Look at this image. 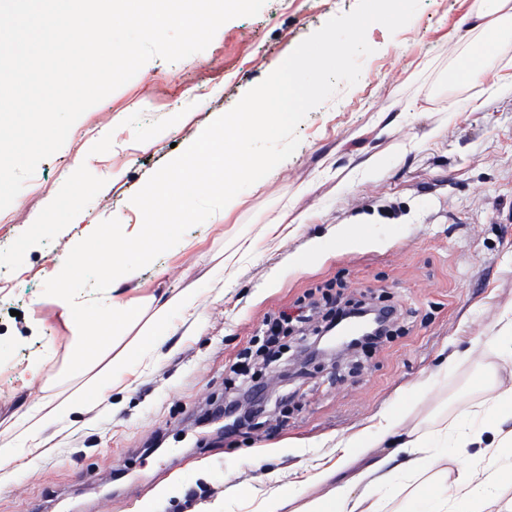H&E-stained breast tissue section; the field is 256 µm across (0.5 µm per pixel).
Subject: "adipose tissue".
Masks as SVG:
<instances>
[{
    "label": "adipose tissue",
    "instance_id": "obj_1",
    "mask_svg": "<svg viewBox=\"0 0 512 512\" xmlns=\"http://www.w3.org/2000/svg\"><path fill=\"white\" fill-rule=\"evenodd\" d=\"M473 22L483 37L469 43L459 68L469 81L480 83L490 71L494 47L512 39V0H485L484 10L474 15ZM293 106L292 96L281 93L265 111L245 108L225 114L214 127L200 133L171 171L150 182L135 200V208L150 213L148 222L131 229L123 224L91 225L87 243L77 254L104 262L102 308L108 326L94 339H87L89 321L79 315L80 305L69 293L67 282H59L60 305L73 336L68 368L82 382L69 393L53 394L43 403L18 409L16 418L32 447L40 446V436L50 425L88 410L111 388L115 365L129 362L160 339L173 311L194 314L196 297L188 291L166 298L152 294L133 297L121 291L119 285L132 280L137 264L174 237L195 195L218 188L223 192L224 206L235 205L236 181L257 174L271 163L269 157L246 150L245 142L256 135L276 134L287 109ZM161 199L167 202L162 209L157 206ZM111 237L121 240L122 245L103 253L100 244ZM489 386L491 396L470 412L476 427L456 430L453 437L455 447L477 449L489 459V466L464 468L457 466L454 457L433 454L434 434L404 432L400 418L391 415L375 429H364L338 442L335 463L309 478L312 485L321 488V495L305 500L292 512H384L377 495L378 488L389 483L391 470L384 460L373 461L345 481L337 479L353 460L367 453L377 431L390 437L406 454L402 469L418 482L405 494L408 512H512V498L504 499L500 493L501 488L512 485V428L504 425L506 419H512V382L493 380Z\"/></svg>",
    "mask_w": 512,
    "mask_h": 512
}]
</instances>
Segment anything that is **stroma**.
<instances>
[{"label": "stroma", "instance_id": "stroma-1", "mask_svg": "<svg viewBox=\"0 0 512 512\" xmlns=\"http://www.w3.org/2000/svg\"><path fill=\"white\" fill-rule=\"evenodd\" d=\"M479 2L407 0L400 12L393 0H266L204 51L152 58L75 122L0 226V447L18 451L0 467V512H203L216 501L253 512L251 497L277 482L303 500L336 442L381 415L423 432L463 425L488 377L512 381L495 340L512 311V42L486 83L457 78L453 32ZM325 40L340 60L298 85L276 135L247 144L275 166L242 179L232 208L219 189L199 194L178 238L137 267L133 287L192 291L194 316L175 312L134 374L29 447L19 406L41 401L47 382L77 385L60 376L71 341L60 276L102 328L103 269L63 264L85 226L144 223L132 206L142 188L224 113L265 107L288 58ZM374 154L381 167L365 168ZM335 280L385 291L407 313L402 336L356 354L359 370L337 379L328 362L294 369L275 419L216 433L205 415L266 314Z\"/></svg>", "mask_w": 512, "mask_h": 512}]
</instances>
